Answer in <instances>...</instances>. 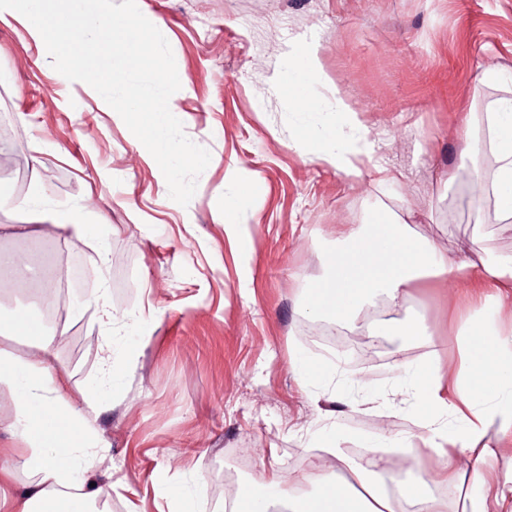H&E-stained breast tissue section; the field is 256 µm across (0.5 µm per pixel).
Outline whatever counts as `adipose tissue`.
<instances>
[{
	"mask_svg": "<svg viewBox=\"0 0 512 512\" xmlns=\"http://www.w3.org/2000/svg\"><path fill=\"white\" fill-rule=\"evenodd\" d=\"M485 134L497 162L491 193L501 218L508 221L512 219V97L499 98L486 112ZM302 152L350 178L360 177L363 167L374 160L373 150L351 152L337 144L306 146ZM14 206L40 220L30 234L31 243H39L48 230L77 237L88 231L78 209L51 204L41 187H33ZM344 240L346 246L333 256L328 273L312 287L306 313L342 322L357 318L363 306L379 298L389 308L399 309L407 300V285L423 277L459 276L478 283V291L457 320L458 335L467 347L451 373L453 387L421 372L409 379L424 413L405 441L448 459L458 449H468L473 457L472 479L479 488L472 512H512V476H494L487 470L512 445V330L492 327L488 314L493 300L512 295V258L488 261L469 252L448 256L401 229L394 218L367 229L351 228ZM34 337L40 351L36 358L0 347V384L17 392L13 428L27 444L25 466L37 474L25 492L16 495L13 469L0 466V502L9 512H40L47 502L68 500L62 485L78 468L82 438L67 435L62 422L67 419L87 429L103 409L95 395L80 408L70 407L50 375L51 337L41 331ZM332 454L361 486L362 495L337 491L334 483L311 470L300 479L311 488L302 497L300 512H404L408 503L418 512H447V502L434 496L426 483L405 484L396 497L388 492L376 463H359L340 447ZM286 494L277 474H266L242 489L241 512H269L271 500Z\"/></svg>",
	"mask_w": 512,
	"mask_h": 512,
	"instance_id": "obj_1",
	"label": "adipose tissue"
}]
</instances>
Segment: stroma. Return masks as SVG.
<instances>
[{
    "label": "stroma",
    "mask_w": 512,
    "mask_h": 512,
    "mask_svg": "<svg viewBox=\"0 0 512 512\" xmlns=\"http://www.w3.org/2000/svg\"><path fill=\"white\" fill-rule=\"evenodd\" d=\"M164 20L181 88L184 131L211 161L188 205L170 199L158 164L91 88L52 66L43 40L0 23V110H9L20 162L0 168V225L30 224L16 186L82 208L86 237L48 235L63 260L93 269L94 241L128 257L92 288L106 287L120 331L105 347L93 298L72 299L67 343H54L51 373L72 406L98 393L103 411L80 456L87 483L112 484L100 512H219L225 485L266 472L297 478L319 468L350 483L328 447H379L398 476L437 483L443 461L402 446L421 407L405 371L445 376L465 345L455 320L476 285L409 284L405 311L373 352L350 364L302 338L313 319L308 290L343 245L347 228L398 215L441 252L512 256V222L492 215L448 170H482L464 154L465 111L512 89V0H137ZM316 53L313 109L295 111L289 87ZM493 66L504 85L478 82ZM356 123L374 140L383 174L346 178L295 145ZM248 196L232 214L224 202ZM250 240L239 252L226 224ZM425 323L429 340L404 335ZM15 395L0 386V465L15 484L35 479L25 444L5 433Z\"/></svg>",
    "instance_id": "obj_1"
}]
</instances>
